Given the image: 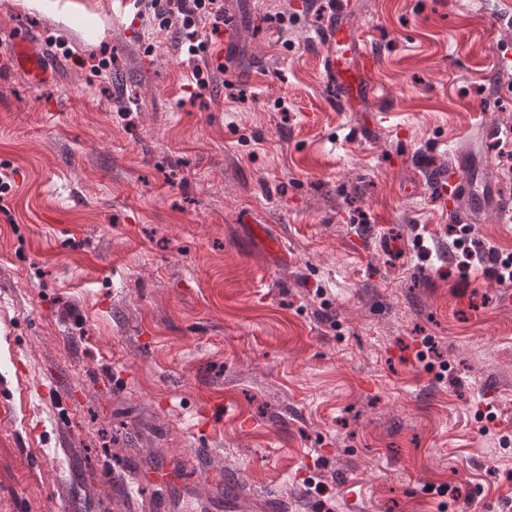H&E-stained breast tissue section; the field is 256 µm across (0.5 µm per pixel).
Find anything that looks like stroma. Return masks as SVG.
Listing matches in <instances>:
<instances>
[{
	"label": "stroma",
	"mask_w": 512,
	"mask_h": 512,
	"mask_svg": "<svg viewBox=\"0 0 512 512\" xmlns=\"http://www.w3.org/2000/svg\"><path fill=\"white\" fill-rule=\"evenodd\" d=\"M224 2L233 49L188 57L112 0L94 40L0 0V512H160L163 466L206 512H512V306L448 233L512 253V139L476 134L512 129V0ZM321 38L336 45V60L331 59L330 65L341 84V104L344 108H349L350 104L366 94L367 86L364 82V74L372 69L373 60L371 56L365 55L363 69L358 73H354L342 65L341 59L353 51L356 41L350 29L343 24L340 18H336V21L321 35ZM13 65L22 71L34 85H44L57 78V73L47 59L44 43L34 36L14 40L8 49Z\"/></svg>",
	"instance_id": "obj_1"
}]
</instances>
